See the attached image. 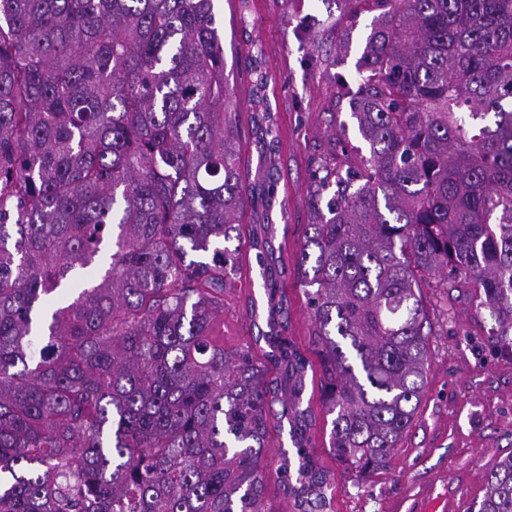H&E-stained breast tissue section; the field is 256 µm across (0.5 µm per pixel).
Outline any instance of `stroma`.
<instances>
[{"label":"stroma","instance_id":"1","mask_svg":"<svg viewBox=\"0 0 512 512\" xmlns=\"http://www.w3.org/2000/svg\"><path fill=\"white\" fill-rule=\"evenodd\" d=\"M224 24L229 88L239 123L251 111L250 71L262 55L266 94L279 115L282 152L278 199L288 212L285 257L295 258L310 222L308 188L332 166L334 133L348 125L351 145L362 146L350 122L345 83L370 31L371 13L355 0H216ZM242 286L224 299L218 325L224 348L251 336L246 304L254 254L242 250ZM436 327L428 341L427 386L415 421L388 466L365 477L347 472L327 449L324 426L314 430L313 452L336 475L333 512H470L485 493V475L512 454V354L492 346L493 326L466 289L424 291Z\"/></svg>","mask_w":512,"mask_h":512}]
</instances>
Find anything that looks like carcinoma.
I'll use <instances>...</instances> for the list:
<instances>
[{"label":"carcinoma","instance_id":"cac0c4a2","mask_svg":"<svg viewBox=\"0 0 512 512\" xmlns=\"http://www.w3.org/2000/svg\"><path fill=\"white\" fill-rule=\"evenodd\" d=\"M360 5L369 153L340 124L296 256L329 453L358 476L424 395L429 279L472 289L512 350V0ZM257 103L251 171L214 0H0V512H262L273 431L293 512H331ZM245 246L258 334L228 352ZM474 506L512 512V454Z\"/></svg>","mask_w":512,"mask_h":512}]
</instances>
